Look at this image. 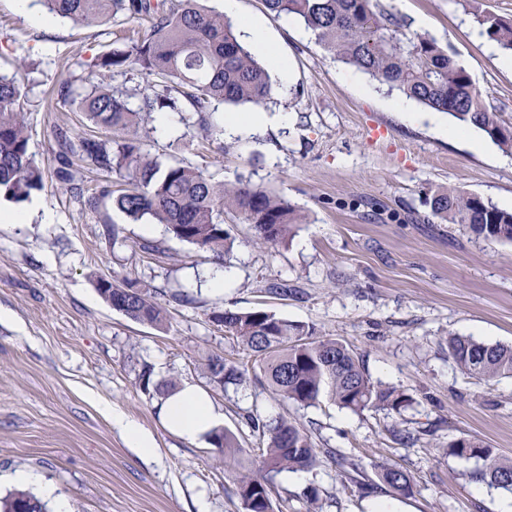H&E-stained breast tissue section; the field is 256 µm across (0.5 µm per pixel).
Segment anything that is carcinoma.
<instances>
[{
  "mask_svg": "<svg viewBox=\"0 0 512 512\" xmlns=\"http://www.w3.org/2000/svg\"><path fill=\"white\" fill-rule=\"evenodd\" d=\"M204 0H44L48 12L76 26L100 25L123 17L145 20L147 32L123 48L101 56L96 67L112 73L135 72L144 87H105L86 78L80 96L82 112L99 128L115 133L105 139L81 133H59V156L67 168L61 179L91 208L112 199L132 221L165 225L172 237L223 261L234 240L224 230V212L231 210L253 226L256 238L275 246L286 242L301 215L286 201L262 188L242 182L226 184L214 175L182 161L164 162L143 148L139 131L167 112L201 138L212 137L209 121L215 102L260 106L272 99L277 87L267 65L256 60L241 43L231 19L213 13ZM278 16H292L316 39L342 59L397 89L407 97L459 123L484 132L505 151L512 152V126L500 113L489 111L469 74L430 37H398L397 25L377 0H263ZM481 33L512 52V21L493 13L477 16ZM136 105H131V100ZM21 78L0 75V199L19 204L43 187L41 166L29 152ZM115 175L125 188L112 192L102 185L84 195L83 180L71 169L70 158ZM433 215L458 224L486 240L512 244V212L492 202L454 189H438L431 197ZM97 289L112 309L143 325L161 327L166 310L139 281L124 277L99 279ZM212 323L236 338L251 365L228 362L221 356L208 360V382L220 389L238 385L248 369L259 371L283 400L303 408L323 402L353 413L388 410L396 414L413 398L404 390L372 379L363 359L347 344L326 336L313 322L291 321L261 309L236 311L214 308ZM448 356L467 377L491 382L512 377V345L487 344L470 337L448 336ZM152 369L142 365L139 380L144 390L154 387L166 395L173 383L151 385ZM248 424L266 442L259 466L235 475L242 512H274L273 479L283 471L310 470L330 461L343 476L360 472L358 462L334 448H318L304 426L285 420L264 421L247 416ZM224 466L241 465L235 436L225 430L209 435ZM446 453L482 462L477 476L488 485L512 491V459L501 458L490 445L472 437L448 443ZM389 492L414 494L410 476L394 465L377 472ZM0 512H48L46 502L27 490L0 498Z\"/></svg>",
  "mask_w": 512,
  "mask_h": 512,
  "instance_id": "1",
  "label": "carcinoma"
}]
</instances>
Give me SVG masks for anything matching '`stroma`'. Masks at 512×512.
Segmentation results:
<instances>
[{
  "label": "stroma",
  "mask_w": 512,
  "mask_h": 512,
  "mask_svg": "<svg viewBox=\"0 0 512 512\" xmlns=\"http://www.w3.org/2000/svg\"><path fill=\"white\" fill-rule=\"evenodd\" d=\"M380 3L400 33L450 46L487 106L512 123V69L476 22L484 12L512 20V0ZM43 12L39 0L24 12L15 0H0V72L25 77L29 151L45 170L43 189L18 206L25 223H0V497L15 490V472L27 471L36 477L28 491L52 487L50 512L61 501L69 512H242L234 475L209 441L165 427L162 396L139 384L146 363L154 382L205 390L245 459L257 458L261 446L244 420L254 410L308 425L317 447L359 461L352 482L327 462L281 472L274 512H310L302 491L312 484L322 492V512H373L375 468L384 463L416 484L409 497L385 493L398 512H500L512 492L475 479L478 462L449 456L446 447L471 436L512 457V378L463 376L448 356V337L512 345V245L441 223L428 201L436 188L450 187L503 206L512 199V154L476 129L451 139L429 122H403L391 107L396 93L341 61L304 26H285L262 0H240V17L261 18L290 63L288 79L262 107L271 123L244 138L225 136L230 108L219 104L210 145L163 134L153 122L144 135L149 153L271 191L303 217L289 242L270 246L226 212L234 246L224 266L234 280L218 293L206 286L214 269L207 254L164 225L132 222L111 200L85 207L60 178L57 134L81 131L84 117L54 96L55 87L67 80L79 91L88 76L129 85L128 76L95 62L147 22L83 28L58 19L43 27L35 21ZM279 114L287 124L276 122ZM112 224L121 229L115 242L107 235ZM146 239L163 242L165 255L142 252ZM125 276L167 309V328L135 323L101 298L98 278ZM273 283L286 285L287 296L269 293ZM178 291L189 302L173 301ZM216 307L315 322L360 354L373 380L414 402L398 415H358L328 403H287L250 376L211 388L208 356L248 359L209 320ZM109 405L152 435V457L111 426Z\"/></svg>",
  "instance_id": "1"
}]
</instances>
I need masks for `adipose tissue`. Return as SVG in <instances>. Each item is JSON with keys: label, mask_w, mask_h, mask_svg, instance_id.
<instances>
[{"label": "adipose tissue", "mask_w": 512, "mask_h": 512, "mask_svg": "<svg viewBox=\"0 0 512 512\" xmlns=\"http://www.w3.org/2000/svg\"><path fill=\"white\" fill-rule=\"evenodd\" d=\"M161 413L170 431L190 439L205 437L221 418L208 395L191 384L167 396Z\"/></svg>", "instance_id": "obj_1"}]
</instances>
